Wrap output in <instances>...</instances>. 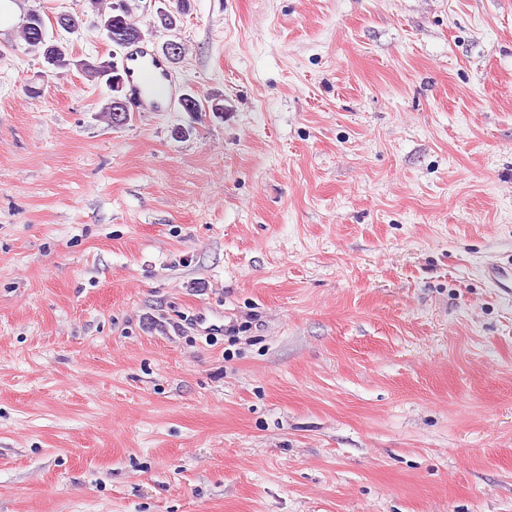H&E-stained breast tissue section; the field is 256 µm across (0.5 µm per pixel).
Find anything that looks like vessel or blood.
<instances>
[{"label":"vessel or blood","mask_w":512,"mask_h":512,"mask_svg":"<svg viewBox=\"0 0 512 512\" xmlns=\"http://www.w3.org/2000/svg\"><path fill=\"white\" fill-rule=\"evenodd\" d=\"M122 66L127 76V93L140 112H157L169 107L179 97V89L165 58L144 45L126 51Z\"/></svg>","instance_id":"obj_1"}]
</instances>
